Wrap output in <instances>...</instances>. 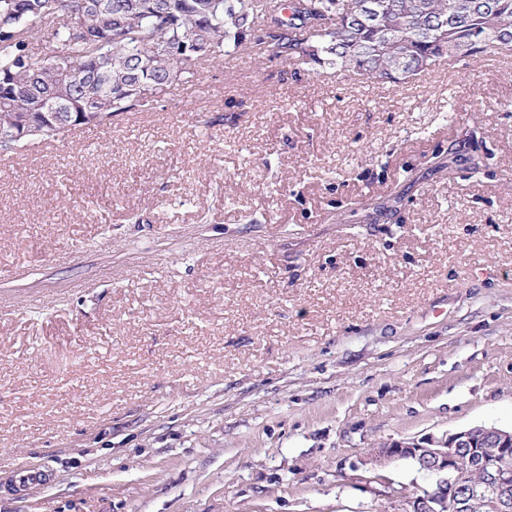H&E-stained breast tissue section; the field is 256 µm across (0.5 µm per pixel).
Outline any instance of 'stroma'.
Here are the masks:
<instances>
[{
    "label": "stroma",
    "mask_w": 512,
    "mask_h": 512,
    "mask_svg": "<svg viewBox=\"0 0 512 512\" xmlns=\"http://www.w3.org/2000/svg\"><path fill=\"white\" fill-rule=\"evenodd\" d=\"M475 425L512 428V52L220 60L0 151V512H401L429 479L365 453Z\"/></svg>",
    "instance_id": "obj_1"
}]
</instances>
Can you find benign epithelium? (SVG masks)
<instances>
[{
    "label": "benign epithelium",
    "instance_id": "1",
    "mask_svg": "<svg viewBox=\"0 0 512 512\" xmlns=\"http://www.w3.org/2000/svg\"><path fill=\"white\" fill-rule=\"evenodd\" d=\"M359 22L382 27V16L373 0L363 4ZM421 460L436 476L435 486L407 501L405 512H466L472 497H484L490 512H512V430L495 426H475L451 434L424 439L383 442L373 449L365 463L370 469L400 460ZM480 471L486 482L478 487H462V478Z\"/></svg>",
    "mask_w": 512,
    "mask_h": 512
}]
</instances>
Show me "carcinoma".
Here are the masks:
<instances>
[{"label":"carcinoma","instance_id":"obj_1","mask_svg":"<svg viewBox=\"0 0 512 512\" xmlns=\"http://www.w3.org/2000/svg\"><path fill=\"white\" fill-rule=\"evenodd\" d=\"M364 0H0V149L55 142L149 105L224 55L277 49L381 82L455 56L512 51V0H380L385 26L353 23ZM45 38L40 57L33 40Z\"/></svg>","mask_w":512,"mask_h":512}]
</instances>
